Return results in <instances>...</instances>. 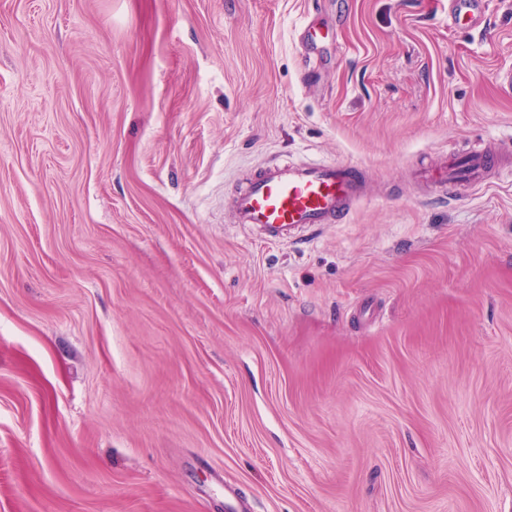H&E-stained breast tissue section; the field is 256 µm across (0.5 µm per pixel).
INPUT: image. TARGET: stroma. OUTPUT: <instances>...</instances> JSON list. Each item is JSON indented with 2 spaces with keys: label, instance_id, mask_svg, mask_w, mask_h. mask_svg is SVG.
Returning a JSON list of instances; mask_svg holds the SVG:
<instances>
[{
  "label": "stroma",
  "instance_id": "1",
  "mask_svg": "<svg viewBox=\"0 0 512 512\" xmlns=\"http://www.w3.org/2000/svg\"><path fill=\"white\" fill-rule=\"evenodd\" d=\"M0 0V512H512V0ZM320 40L306 53L301 35ZM362 168L272 244L261 164ZM512 165V152L505 149L470 150L422 176L427 181L454 187H477L491 179L497 171Z\"/></svg>",
  "mask_w": 512,
  "mask_h": 512
}]
</instances>
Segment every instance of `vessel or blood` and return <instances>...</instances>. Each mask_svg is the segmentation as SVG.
Masks as SVG:
<instances>
[{
  "label": "vessel or blood",
  "mask_w": 512,
  "mask_h": 512,
  "mask_svg": "<svg viewBox=\"0 0 512 512\" xmlns=\"http://www.w3.org/2000/svg\"><path fill=\"white\" fill-rule=\"evenodd\" d=\"M511 165V151L470 150L423 177L441 185L474 188ZM366 194L364 175L354 165L270 162L234 195L230 212L234 223L262 229L267 241L284 244L301 238L312 226L341 222Z\"/></svg>",
  "instance_id": "vessel-or-blood-1"
}]
</instances>
